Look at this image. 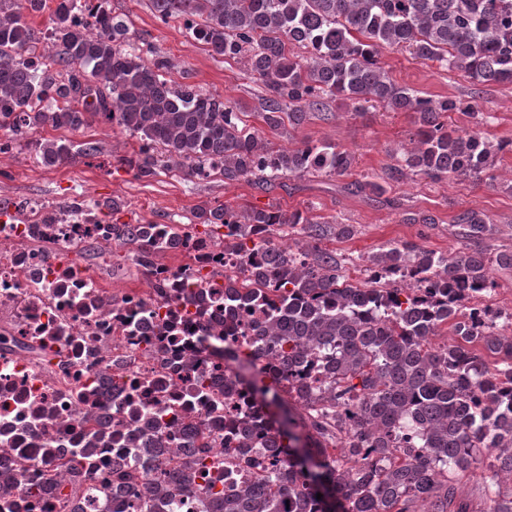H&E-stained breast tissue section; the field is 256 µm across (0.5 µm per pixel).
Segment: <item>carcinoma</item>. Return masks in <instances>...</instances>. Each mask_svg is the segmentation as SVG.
<instances>
[{
    "label": "carcinoma",
    "mask_w": 512,
    "mask_h": 512,
    "mask_svg": "<svg viewBox=\"0 0 512 512\" xmlns=\"http://www.w3.org/2000/svg\"><path fill=\"white\" fill-rule=\"evenodd\" d=\"M77 0H0V153L25 142L36 161L53 167L98 152L94 142L28 139L37 130L77 131L94 122L117 125L138 147L119 163L137 178L178 170L186 178L217 171L224 183L275 181L321 174L342 176L354 157L330 143L294 149L262 142L236 103L166 78L172 67L150 44L133 41L124 16L98 0L104 33L79 24ZM156 17L182 22L221 60H245L263 90L260 117L271 129L297 126L341 99L355 112L375 105L414 113L416 147L402 158L411 172L443 180L494 181L500 155L512 141L445 124L467 112L477 125L495 116L476 98L432 99L399 84L380 64L385 48L458 72L477 85H512V0H150ZM48 14L44 28L27 17ZM199 223L224 229V248L261 255L254 281L224 283V314L262 313L263 336L246 361L248 389L272 430L265 448L252 447L242 429L236 460L261 468L254 481L204 484V512H477L458 496V475L485 466V512H512V336L502 315L470 299L493 282L489 265L512 268V251L493 248L495 228L480 211L455 219L464 243L453 256L399 242L369 257L370 277L352 282V258L318 247H283L273 239L299 224L317 237L349 238L352 224H322L299 210L200 207ZM154 223L114 224L112 241L131 247L151 268L178 249L185 229L150 233ZM444 325L455 340L430 339ZM274 355L276 375L255 370ZM325 360L323 373L311 361ZM316 464L294 450L298 438ZM219 467L205 457L135 490L127 461L113 464L112 510L178 512L181 493L198 472ZM54 496L69 512L81 495L44 481L30 488ZM322 497H317V494Z\"/></svg>",
    "instance_id": "obj_1"
}]
</instances>
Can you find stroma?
I'll return each instance as SVG.
<instances>
[{"label":"stroma","mask_w":512,"mask_h":512,"mask_svg":"<svg viewBox=\"0 0 512 512\" xmlns=\"http://www.w3.org/2000/svg\"><path fill=\"white\" fill-rule=\"evenodd\" d=\"M113 13L129 20L134 37L146 40L156 52L174 64L169 78L178 84H191L203 91L224 96L237 103L248 126L277 148H292L302 142H328L352 153L354 163L341 177L307 175L284 178L272 183L241 181L225 184L223 176L186 179L166 171L154 180L143 181L121 167L119 159L136 141L118 126L92 124L67 132V139L80 143L93 141L97 155L80 157L56 167L37 163L25 145L0 153V200L11 208L34 202H60L74 195L98 202L121 201L122 210L113 217L117 224L174 220L190 231L204 234L194 213L202 205L224 204L242 207L300 210L320 222L339 221L355 227L347 240L330 237L316 241L304 226L283 236L286 246L319 245L340 256H368L391 244L411 241L443 254L463 248L453 232L455 216L467 209L487 214L497 229V242L512 249V153L497 163L493 184L467 179L439 182L405 172L400 180L388 183L386 193L374 195L359 190L365 181H386L400 153L414 142V118L409 112L372 108L354 112L337 100L328 107L327 118L312 117L302 125L273 131L257 115L261 87L246 70L244 62L213 59L205 45L194 40L178 23L159 21L148 0H106ZM381 62L399 83L433 98L466 100L479 96L483 111L496 120L485 133L492 139H512V86L475 85L455 72L412 58L409 53L386 49ZM85 265L112 279L120 288H141L145 282L139 269L124 250L113 249L112 263L100 265L95 255H87Z\"/></svg>","instance_id":"35a3bbf8"}]
</instances>
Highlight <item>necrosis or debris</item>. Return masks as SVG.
<instances>
[{
    "instance_id": "4bbe7bcc",
    "label": "necrosis or debris",
    "mask_w": 512,
    "mask_h": 512,
    "mask_svg": "<svg viewBox=\"0 0 512 512\" xmlns=\"http://www.w3.org/2000/svg\"><path fill=\"white\" fill-rule=\"evenodd\" d=\"M42 211L35 203L25 218L0 217V472L25 466L34 481L67 479L68 460L105 424L112 442L97 446L80 480L85 512H106L112 463L130 458L138 413L167 414L160 472L175 467L183 446L223 457L236 445L234 419L257 415L245 391L224 397L226 379L257 340L256 315L226 320L224 284L207 278L216 270L244 280L252 263L223 244L186 238L180 252L205 280L161 263L144 271L146 287L114 290L78 255L89 242L110 251L111 225L88 211L45 224ZM160 281L168 289H157ZM199 293L213 301L202 316L189 302ZM44 349L63 352V363L43 362Z\"/></svg>"
}]
</instances>
